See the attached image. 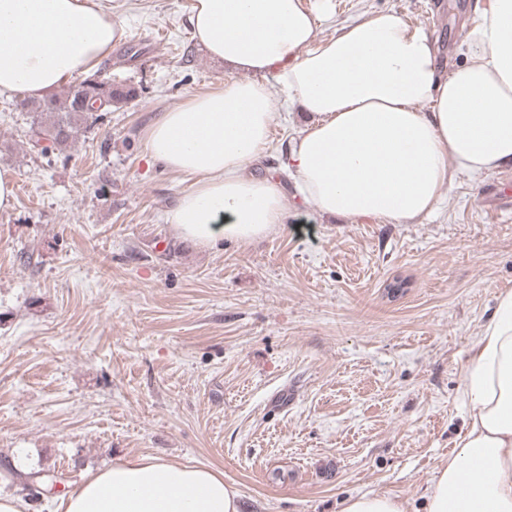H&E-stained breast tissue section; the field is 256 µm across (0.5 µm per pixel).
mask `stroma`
I'll list each match as a JSON object with an SVG mask.
<instances>
[{
    "instance_id": "stroma-1",
    "label": "stroma",
    "mask_w": 512,
    "mask_h": 512,
    "mask_svg": "<svg viewBox=\"0 0 512 512\" xmlns=\"http://www.w3.org/2000/svg\"><path fill=\"white\" fill-rule=\"evenodd\" d=\"M487 2L342 0L321 31L391 11L450 67ZM193 5L109 0L124 36L96 74L138 96L63 153L42 155L0 93L16 190L0 211V476L63 473L26 512H56L88 471L140 456L221 470L243 512H339L366 492L420 512L463 427L470 347L512 289V164L455 176L417 224L319 215L283 164L310 117L265 74L276 117L254 171L282 183L285 221L199 247L169 221L189 180L147 150L161 112L233 75L196 46Z\"/></svg>"
}]
</instances>
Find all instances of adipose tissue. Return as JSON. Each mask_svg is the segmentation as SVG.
Segmentation results:
<instances>
[{"label": "adipose tissue", "instance_id": "obj_1", "mask_svg": "<svg viewBox=\"0 0 512 512\" xmlns=\"http://www.w3.org/2000/svg\"><path fill=\"white\" fill-rule=\"evenodd\" d=\"M304 0H195L199 47L237 71L223 90L169 109L148 132L153 158L191 184L169 221L203 247L277 233L285 193L248 173L261 157L275 74L289 105L313 116L288 168L320 214L415 224L460 173L512 163V0L471 21L462 65L438 77L430 36L394 13L319 35ZM124 33L100 0H0V93L45 97L94 70ZM465 423L435 469L425 512H512V289L474 341L464 371ZM63 512H240L222 472L141 456L88 475Z\"/></svg>", "mask_w": 512, "mask_h": 512}]
</instances>
